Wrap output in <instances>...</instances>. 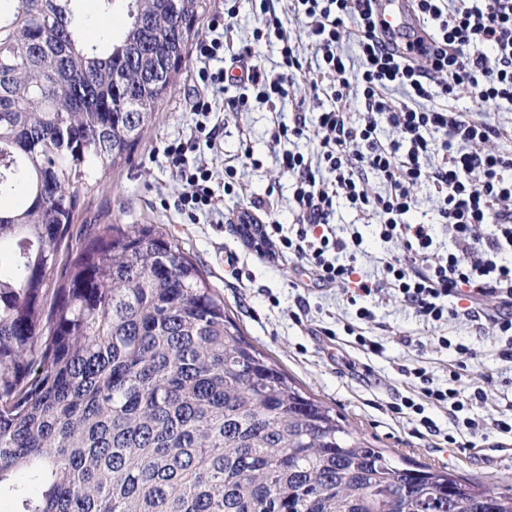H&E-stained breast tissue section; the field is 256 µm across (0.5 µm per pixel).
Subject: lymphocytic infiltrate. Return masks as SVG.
<instances>
[{
	"label": "lymphocytic infiltrate",
	"instance_id": "obj_1",
	"mask_svg": "<svg viewBox=\"0 0 512 512\" xmlns=\"http://www.w3.org/2000/svg\"><path fill=\"white\" fill-rule=\"evenodd\" d=\"M258 2L254 38L277 39L280 69L253 64L233 74L223 59L241 62L252 56V44L199 41L192 107L198 139L215 147L218 130L207 122L215 109L209 92L227 83L239 89L227 104L232 112L255 102L276 107L304 77L313 89L329 87L335 100L315 120L299 113L291 123L274 126L270 138L282 172L292 178L297 222L289 230L274 221L257 225L260 243L299 261L320 283L345 290L356 321L344 331L364 350L378 351L379 344L357 325L373 320L370 301L388 292L430 328L460 317L489 321L502 357L511 360L512 153L490 147L507 131L434 101L467 93L481 106L512 105V0H412L418 31L403 44L389 36L379 0H292L290 12L305 26L314 51L312 65L271 0ZM347 41L353 52L345 51ZM391 89L401 90V98H388ZM356 102L362 106L357 113L351 110ZM311 133L319 140L313 157L297 147ZM164 153L183 185L182 211L210 210L219 194H237L236 167L225 166L219 177L204 160L188 157L183 144H168ZM373 178L383 191L370 189ZM423 188L437 199L438 220L413 224L407 217ZM342 206L370 216L373 236L383 244L402 243L403 256L381 258L379 274L362 273L357 262L363 234L355 224L337 227ZM489 299L494 308L486 307ZM437 342L457 356L448 386H433L423 368L414 369L421 388L418 398L405 399V408L418 414L428 404L447 408L460 433L486 443L512 438V415L463 417L466 408L486 402L483 389L467 393L461 387L476 353L448 336Z\"/></svg>",
	"mask_w": 512,
	"mask_h": 512
}]
</instances>
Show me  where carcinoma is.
Masks as SVG:
<instances>
[{
	"label": "carcinoma",
	"mask_w": 512,
	"mask_h": 512,
	"mask_svg": "<svg viewBox=\"0 0 512 512\" xmlns=\"http://www.w3.org/2000/svg\"><path fill=\"white\" fill-rule=\"evenodd\" d=\"M205 0H0V497L15 512H512V491L378 448L245 339L152 224L88 232Z\"/></svg>",
	"instance_id": "cac0c4a2"
}]
</instances>
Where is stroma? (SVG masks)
I'll use <instances>...</instances> for the list:
<instances>
[{"mask_svg":"<svg viewBox=\"0 0 512 512\" xmlns=\"http://www.w3.org/2000/svg\"><path fill=\"white\" fill-rule=\"evenodd\" d=\"M196 88V64L188 56L153 129L131 160L106 170L99 186L82 194L72 233L88 224L157 225L181 245L223 296L228 313L250 343L304 390L354 420L379 446L416 462L494 482L503 490L512 488V445L496 451L481 446L461 451L443 440L455 431L447 409H425L424 415L440 430L436 436L421 426L424 415L390 410L391 404L412 396L420 385L419 379L409 376V369L424 368L434 386L447 387L455 353L438 345L436 331L385 295L373 303L374 320L364 328L383 350L378 354L363 350L344 332L345 324L354 321L355 310L343 289L315 285L294 259L273 262L259 257L239 231L238 215L271 185L278 190L272 219L294 223L289 180L277 162L270 130L275 121H291L295 112L315 115L330 105V98L316 95L310 82L301 79L277 112L255 104L245 112L211 113V123L221 131L220 148L214 152L196 143L197 117L191 110ZM174 141L196 145L197 155L219 173L225 163L236 160L245 144L262 165L238 167L240 196L223 197L216 209L190 217L177 208L182 184L164 154L165 146ZM229 251L238 258L240 273L235 277L224 264ZM296 311L301 314L297 321L292 318ZM447 333L460 337L478 354L463 383L482 388L487 400L472 409V416L485 418L507 409L512 404V362L501 357L491 324L454 320Z\"/></svg>","mask_w":512,"mask_h":512,"instance_id":"35a3bbf8","label":"stroma"}]
</instances>
